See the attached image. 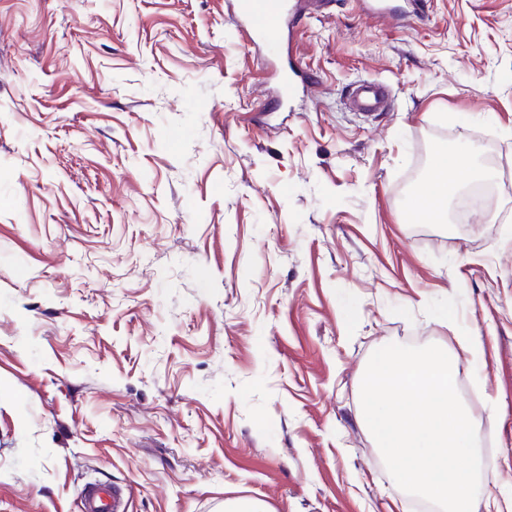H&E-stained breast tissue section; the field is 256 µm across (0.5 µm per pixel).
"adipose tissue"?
<instances>
[{
	"instance_id": "ef3b65f1",
	"label": "adipose tissue",
	"mask_w": 512,
	"mask_h": 512,
	"mask_svg": "<svg viewBox=\"0 0 512 512\" xmlns=\"http://www.w3.org/2000/svg\"><path fill=\"white\" fill-rule=\"evenodd\" d=\"M435 175L426 181L418 200V208L430 221L440 223L445 219L444 206L449 198L460 191L462 178H449V171L467 169L468 164L463 154L448 151L447 148H436L433 154Z\"/></svg>"
}]
</instances>
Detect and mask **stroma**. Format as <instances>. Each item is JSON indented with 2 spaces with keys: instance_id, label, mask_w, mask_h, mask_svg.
Instances as JSON below:
<instances>
[{
  "instance_id": "35a3bbf8",
  "label": "stroma",
  "mask_w": 512,
  "mask_h": 512,
  "mask_svg": "<svg viewBox=\"0 0 512 512\" xmlns=\"http://www.w3.org/2000/svg\"><path fill=\"white\" fill-rule=\"evenodd\" d=\"M291 44L283 112L231 0H0V512H418L362 420L390 343L459 353L474 510L512 498V0ZM440 144L492 217L410 213ZM386 97L385 88L373 81H362L354 86L351 99L359 111L375 112L378 111ZM80 502L82 512H119L122 492L109 485L95 484L84 490Z\"/></svg>"
}]
</instances>
